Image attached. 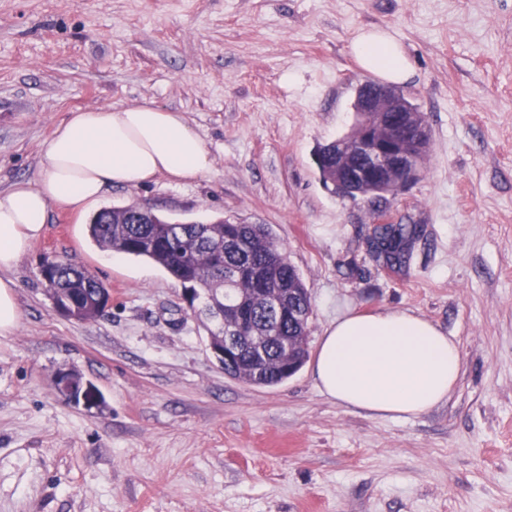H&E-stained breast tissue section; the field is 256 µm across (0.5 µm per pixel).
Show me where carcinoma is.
<instances>
[{
    "label": "carcinoma",
    "instance_id": "carcinoma-1",
    "mask_svg": "<svg viewBox=\"0 0 512 512\" xmlns=\"http://www.w3.org/2000/svg\"><path fill=\"white\" fill-rule=\"evenodd\" d=\"M176 225L155 215L147 224H131L127 209L112 208L93 215L86 231L102 251L122 252L147 259L166 270L184 288L206 295L214 285L237 288H293V300L304 319L277 321L261 303L252 308L255 333L262 339L266 360L251 363L243 353L224 371L255 386L274 387L288 380V361L300 365L308 357L310 312L308 290L285 247L266 224H244L228 219L190 225L181 234ZM414 241L408 224H396L376 237L377 254L389 262L406 263ZM51 287L46 289L54 305L69 310V318L89 321L100 316V297L107 288L88 269L65 261H50Z\"/></svg>",
    "mask_w": 512,
    "mask_h": 512
}]
</instances>
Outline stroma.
Instances as JSON below:
<instances>
[{
  "label": "stroma",
  "instance_id": "1",
  "mask_svg": "<svg viewBox=\"0 0 512 512\" xmlns=\"http://www.w3.org/2000/svg\"><path fill=\"white\" fill-rule=\"evenodd\" d=\"M390 30L431 147L382 204L417 238L400 269L368 250L372 207L334 192L317 149L349 134L360 29ZM183 112L209 173L113 188L168 220L268 225L307 284L316 349L336 305L412 311L455 337L447 403L393 420L341 407L309 366L261 388L225 374L154 263L105 262L88 215L54 207L12 277L0 335V512H512V0H0V189L35 178L78 109ZM112 290L95 320L49 298L44 259ZM98 390L60 397L57 372Z\"/></svg>",
  "mask_w": 512,
  "mask_h": 512
}]
</instances>
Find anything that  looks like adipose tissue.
I'll use <instances>...</instances> for the list:
<instances>
[{
  "label": "adipose tissue",
  "instance_id": "obj_1",
  "mask_svg": "<svg viewBox=\"0 0 512 512\" xmlns=\"http://www.w3.org/2000/svg\"><path fill=\"white\" fill-rule=\"evenodd\" d=\"M358 65L388 83L413 73L401 42L377 27L353 41ZM212 167L211 153L181 112L151 101L71 112L42 149L35 179L0 190V335L18 325L11 271L44 232L51 207L84 213L115 187L140 188L157 177L189 184ZM454 337L408 311L337 312L319 338L312 375L340 406L407 419L444 404L460 378Z\"/></svg>",
  "mask_w": 512,
  "mask_h": 512
}]
</instances>
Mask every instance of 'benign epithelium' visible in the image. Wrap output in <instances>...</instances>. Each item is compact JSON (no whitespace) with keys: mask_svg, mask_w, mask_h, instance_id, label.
<instances>
[{"mask_svg":"<svg viewBox=\"0 0 512 512\" xmlns=\"http://www.w3.org/2000/svg\"><path fill=\"white\" fill-rule=\"evenodd\" d=\"M353 109L357 114L355 127L349 135L336 140V159L329 164L336 190L349 197L382 196L416 181L431 140L429 126L418 108L403 91L374 84L357 89ZM183 300L193 314L237 322L219 340L208 344L215 360H228L240 353L243 337L238 332L248 318L240 299L227 298L222 290L204 298L185 290ZM54 384L67 400L80 399L87 405L96 400L97 390L85 379L77 380L61 372Z\"/></svg>","mask_w":512,"mask_h":512,"instance_id":"obj_1","label":"benign epithelium"}]
</instances>
